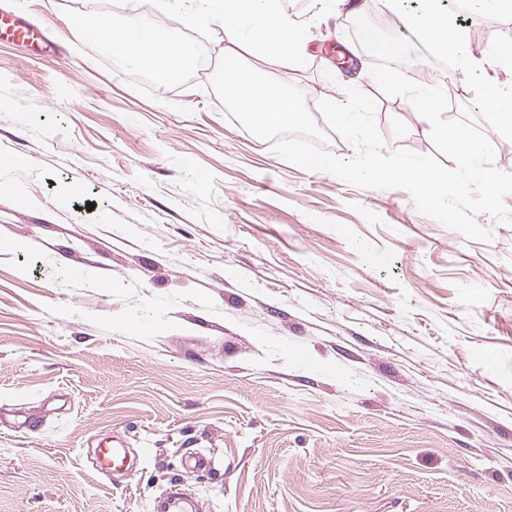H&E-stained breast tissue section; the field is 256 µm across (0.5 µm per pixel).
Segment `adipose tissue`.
Here are the masks:
<instances>
[{
    "label": "adipose tissue",
    "mask_w": 512,
    "mask_h": 512,
    "mask_svg": "<svg viewBox=\"0 0 512 512\" xmlns=\"http://www.w3.org/2000/svg\"><path fill=\"white\" fill-rule=\"evenodd\" d=\"M85 28L77 29V36L86 30L97 33L98 41L109 43L112 34L122 33L132 44L133 63L161 70L165 79H176L184 69L197 65L198 56L186 52L171 39L170 29L162 23L146 22L142 26L130 25L123 16L90 14ZM324 107L335 124L347 133L374 139L375 130L367 121V114L358 103L357 90L352 85L341 87L336 96L327 98Z\"/></svg>",
    "instance_id": "ef3b65f1"
}]
</instances>
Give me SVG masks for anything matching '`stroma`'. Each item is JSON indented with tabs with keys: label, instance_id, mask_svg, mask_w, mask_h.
<instances>
[{
	"label": "stroma",
	"instance_id": "35a3bbf8",
	"mask_svg": "<svg viewBox=\"0 0 512 512\" xmlns=\"http://www.w3.org/2000/svg\"><path fill=\"white\" fill-rule=\"evenodd\" d=\"M1 8L37 40L0 48V512H147L181 479L212 512H512V225L470 241L281 159L210 87L221 29L171 22L208 63L149 82L71 31L125 0ZM284 10L305 65L252 68L313 105L354 84L385 151L432 152L348 8ZM115 434L149 451L127 483L88 460Z\"/></svg>",
	"mask_w": 512,
	"mask_h": 512
}]
</instances>
